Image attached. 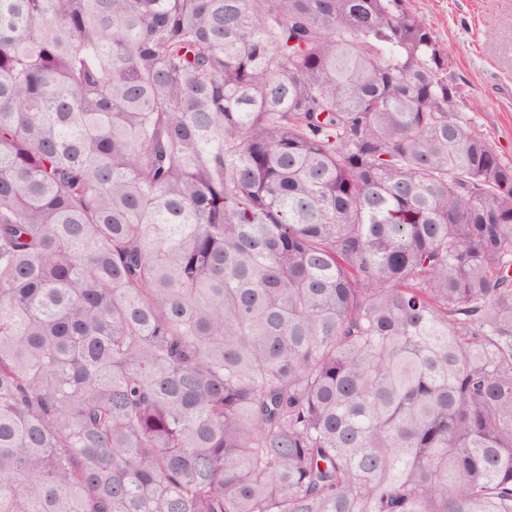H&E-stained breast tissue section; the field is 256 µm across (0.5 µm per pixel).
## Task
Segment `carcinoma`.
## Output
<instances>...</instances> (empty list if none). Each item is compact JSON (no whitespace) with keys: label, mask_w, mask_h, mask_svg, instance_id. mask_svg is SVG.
<instances>
[{"label":"carcinoma","mask_w":512,"mask_h":512,"mask_svg":"<svg viewBox=\"0 0 512 512\" xmlns=\"http://www.w3.org/2000/svg\"><path fill=\"white\" fill-rule=\"evenodd\" d=\"M409 0H0V512H512V165Z\"/></svg>","instance_id":"carcinoma-1"}]
</instances>
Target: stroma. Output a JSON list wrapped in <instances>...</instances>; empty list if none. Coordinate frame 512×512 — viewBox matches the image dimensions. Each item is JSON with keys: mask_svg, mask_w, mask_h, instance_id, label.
<instances>
[{"mask_svg": "<svg viewBox=\"0 0 512 512\" xmlns=\"http://www.w3.org/2000/svg\"><path fill=\"white\" fill-rule=\"evenodd\" d=\"M448 59L461 110L512 164V0H410Z\"/></svg>", "mask_w": 512, "mask_h": 512, "instance_id": "stroma-1", "label": "stroma"}]
</instances>
